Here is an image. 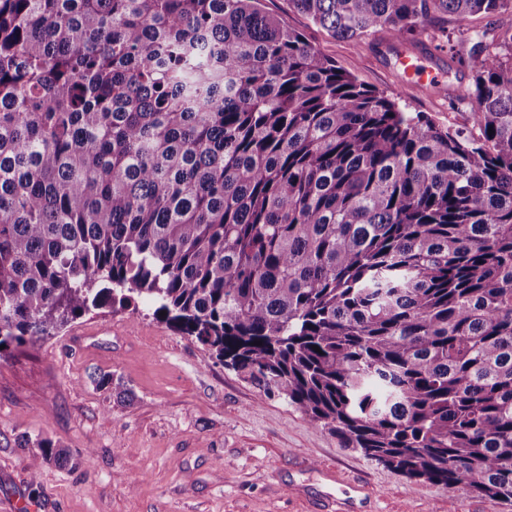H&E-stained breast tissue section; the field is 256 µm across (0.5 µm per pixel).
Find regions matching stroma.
<instances>
[{"label":"stroma","instance_id":"35a3bbf8","mask_svg":"<svg viewBox=\"0 0 512 512\" xmlns=\"http://www.w3.org/2000/svg\"><path fill=\"white\" fill-rule=\"evenodd\" d=\"M322 54L410 114L472 130L470 65L439 48L433 26L413 40L336 39L289 0H262ZM420 58L442 84L400 65ZM112 376L110 387L96 383ZM67 448L70 461L31 472L20 437ZM512 512L466 485L410 486L313 424L279 394L212 359L198 343L137 311L89 313L0 358V512Z\"/></svg>","mask_w":512,"mask_h":512}]
</instances>
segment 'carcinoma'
Instances as JSON below:
<instances>
[{
    "label": "carcinoma",
    "instance_id": "carcinoma-1",
    "mask_svg": "<svg viewBox=\"0 0 512 512\" xmlns=\"http://www.w3.org/2000/svg\"><path fill=\"white\" fill-rule=\"evenodd\" d=\"M290 2L357 42L492 18L479 136L261 0H0V354L146 298L411 486L512 502V0Z\"/></svg>",
    "mask_w": 512,
    "mask_h": 512
}]
</instances>
